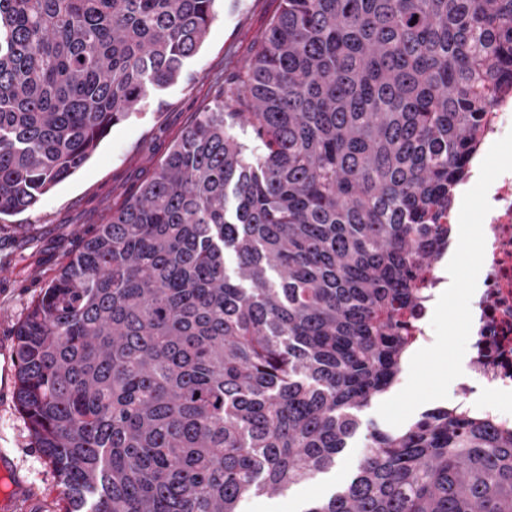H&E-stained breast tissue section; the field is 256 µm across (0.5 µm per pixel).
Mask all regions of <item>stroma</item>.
<instances>
[{"mask_svg":"<svg viewBox=\"0 0 512 512\" xmlns=\"http://www.w3.org/2000/svg\"><path fill=\"white\" fill-rule=\"evenodd\" d=\"M280 0H218L216 18L181 78L142 104L138 114L113 127L74 175L31 210L0 215V345L13 350L14 332L30 303L46 287L81 238L102 223L154 167L196 112L212 104L218 80L244 68ZM364 438L354 439L335 465L317 479L281 494L246 500L243 512H303L313 499L334 494L355 474ZM0 445L11 448L33 498L18 512H61L63 494L39 449L34 448L15 399L0 401Z\"/></svg>","mask_w":512,"mask_h":512,"instance_id":"obj_1","label":"stroma"}]
</instances>
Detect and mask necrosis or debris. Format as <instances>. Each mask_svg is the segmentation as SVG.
<instances>
[{
  "mask_svg": "<svg viewBox=\"0 0 512 512\" xmlns=\"http://www.w3.org/2000/svg\"><path fill=\"white\" fill-rule=\"evenodd\" d=\"M491 209L484 222V261L471 299L468 339L469 379L460 383L455 406L469 410L477 393L487 394L483 412L493 426L512 428V415L498 412L499 400H512V171L488 190Z\"/></svg>",
  "mask_w": 512,
  "mask_h": 512,
  "instance_id": "1",
  "label": "necrosis or debris"
}]
</instances>
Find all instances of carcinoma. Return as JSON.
<instances>
[{
	"label": "carcinoma",
	"mask_w": 512,
	"mask_h": 512,
	"mask_svg": "<svg viewBox=\"0 0 512 512\" xmlns=\"http://www.w3.org/2000/svg\"><path fill=\"white\" fill-rule=\"evenodd\" d=\"M215 2L0 0V215L178 81ZM511 88L512 0H280L16 327L65 512H240L330 469L400 378L439 219ZM304 512H512V430L450 408L374 430Z\"/></svg>",
	"instance_id": "1"
}]
</instances>
